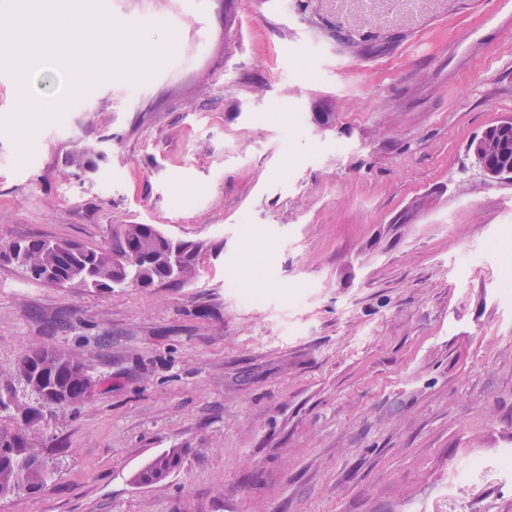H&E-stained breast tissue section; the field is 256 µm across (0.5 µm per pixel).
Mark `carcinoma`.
Listing matches in <instances>:
<instances>
[{
    "mask_svg": "<svg viewBox=\"0 0 512 512\" xmlns=\"http://www.w3.org/2000/svg\"><path fill=\"white\" fill-rule=\"evenodd\" d=\"M95 153L85 146L67 156L65 162L80 169L92 168L88 156ZM201 254L203 246L176 241L155 224H124L112 234V248L88 249L74 242L34 240L0 245V256L13 261L29 278L52 283L60 288L81 285L97 290L114 288H150L158 282L181 284L196 274L197 266L182 261L173 266L168 254L183 246ZM84 363L66 350L52 352L43 348L25 351L17 364V373L26 386L33 387L40 406L28 407L31 420L41 416L45 405L83 403ZM182 453L176 448L154 457L135 474L139 486L154 484L155 472L176 471ZM26 473V488H37L46 477L41 451L25 435L0 429V487H12L16 475Z\"/></svg>",
    "mask_w": 512,
    "mask_h": 512,
    "instance_id": "carcinoma-1",
    "label": "carcinoma"
}]
</instances>
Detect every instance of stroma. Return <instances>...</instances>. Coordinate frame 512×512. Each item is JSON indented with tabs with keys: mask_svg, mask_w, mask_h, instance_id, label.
<instances>
[{
	"mask_svg": "<svg viewBox=\"0 0 512 512\" xmlns=\"http://www.w3.org/2000/svg\"><path fill=\"white\" fill-rule=\"evenodd\" d=\"M149 22L148 77L88 82L20 153L0 51V243H202L181 285L58 288L0 260V390L76 353L50 473L0 512H512V0H63ZM98 144L95 174L66 154ZM262 276L249 283L247 269ZM170 448L180 468L138 487ZM505 150V144L498 142L496 137L483 131L482 134L472 140L471 151L476 165L483 173L489 176H496L499 173V167L493 163V153L500 154ZM48 352H51L50 359L47 358ZM83 368L84 363L69 351L30 348L21 356L16 370L27 389L37 396L40 406L46 407L45 405L83 403L84 388L80 376ZM44 369L48 370V376L40 379ZM32 385L33 390L30 389ZM182 463V453L172 448L154 457L148 464L135 474L133 482L139 486L154 485L155 472L166 471L169 474L176 471Z\"/></svg>",
	"mask_w": 512,
	"mask_h": 512,
	"instance_id": "obj_1",
	"label": "stroma"
}]
</instances>
